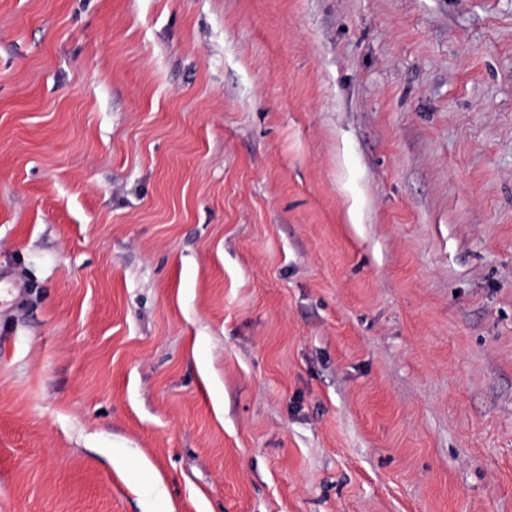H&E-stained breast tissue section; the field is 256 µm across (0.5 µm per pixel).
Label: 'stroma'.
Instances as JSON below:
<instances>
[{"mask_svg": "<svg viewBox=\"0 0 512 512\" xmlns=\"http://www.w3.org/2000/svg\"><path fill=\"white\" fill-rule=\"evenodd\" d=\"M0 512H512V0H0Z\"/></svg>", "mask_w": 512, "mask_h": 512, "instance_id": "stroma-1", "label": "stroma"}]
</instances>
